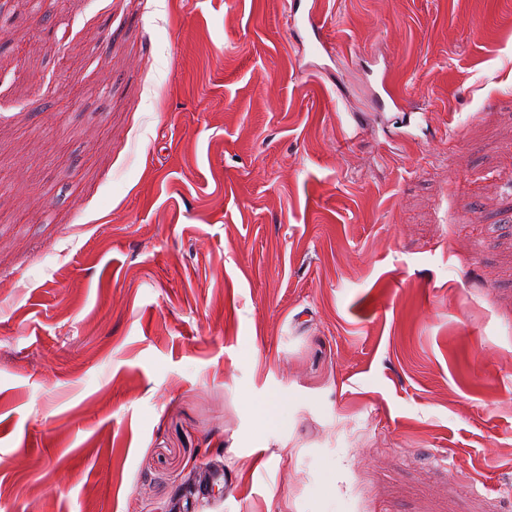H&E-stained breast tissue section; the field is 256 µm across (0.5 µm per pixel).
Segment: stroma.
<instances>
[{"label": "stroma", "mask_w": 512, "mask_h": 512, "mask_svg": "<svg viewBox=\"0 0 512 512\" xmlns=\"http://www.w3.org/2000/svg\"><path fill=\"white\" fill-rule=\"evenodd\" d=\"M304 2L0 0V512H512V0Z\"/></svg>", "instance_id": "stroma-1"}]
</instances>
